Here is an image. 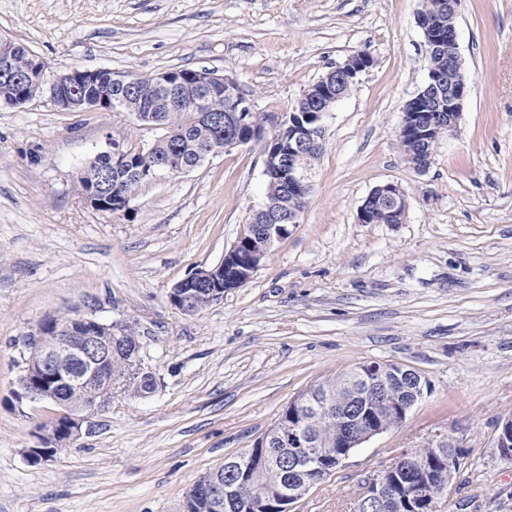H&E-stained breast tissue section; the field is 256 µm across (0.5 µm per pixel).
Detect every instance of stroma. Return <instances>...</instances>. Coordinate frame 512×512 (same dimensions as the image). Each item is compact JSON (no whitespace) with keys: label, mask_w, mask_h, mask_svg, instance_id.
Here are the masks:
<instances>
[{"label":"stroma","mask_w":512,"mask_h":512,"mask_svg":"<svg viewBox=\"0 0 512 512\" xmlns=\"http://www.w3.org/2000/svg\"><path fill=\"white\" fill-rule=\"evenodd\" d=\"M420 0H0V38L46 65L205 68L255 111L286 113L331 67L372 64L325 121L309 203L245 286L188 315L173 286L219 263L266 200L248 143L145 184L131 215L93 209L80 171L158 130L119 112H66L48 93L0 106V512H184L198 477L254 445L309 386L401 362L432 390L354 449L293 512H353L367 476L406 448L459 452L442 512H512V0H461L469 94L427 171L397 131L427 77ZM409 196L400 224H362L377 185ZM134 325L146 396L123 393L69 447L33 464L59 407L17 398L22 338L46 317Z\"/></svg>","instance_id":"stroma-1"}]
</instances>
